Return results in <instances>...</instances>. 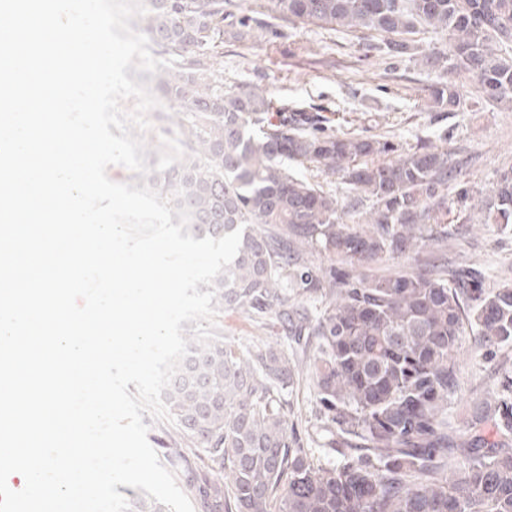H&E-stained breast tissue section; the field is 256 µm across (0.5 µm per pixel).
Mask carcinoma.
Segmentation results:
<instances>
[{
  "label": "carcinoma",
  "mask_w": 512,
  "mask_h": 512,
  "mask_svg": "<svg viewBox=\"0 0 512 512\" xmlns=\"http://www.w3.org/2000/svg\"><path fill=\"white\" fill-rule=\"evenodd\" d=\"M288 23L368 28L387 52L411 51L416 26L439 36L434 53L447 78L428 89L435 112H456L458 72L476 76L480 98L512 109V0H267ZM131 22L158 54L175 60L152 76L156 94L176 112L184 158L164 172L134 174L191 211L196 239L242 229L239 252L215 279L212 306L253 316L271 329L311 336L309 364L324 411L323 431L336 448L359 454L316 467L281 395L293 383L294 355L278 346L246 350L219 335L190 355L164 402L182 435L202 449L207 471L190 486L204 512H512V377L493 412L448 423V398L459 388L455 355L476 328L493 352L512 346V285L483 287L472 271L428 262L385 275L353 269L399 259L434 237H448V182L460 171L448 150L422 144L397 152L389 140L338 135L319 111L273 106L254 83L224 85L214 55L224 27L244 38L252 17H235L227 0H145ZM313 163L349 187L350 206L372 200L367 227L344 223L336 196L288 169ZM488 219L512 226V168L485 202ZM336 256L316 270L308 246ZM318 294L314 321L290 302L288 289ZM462 464L448 471V449ZM132 512H169L145 496Z\"/></svg>",
  "instance_id": "carcinoma-1"
}]
</instances>
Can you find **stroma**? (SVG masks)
<instances>
[{"label": "stroma", "mask_w": 512, "mask_h": 512, "mask_svg": "<svg viewBox=\"0 0 512 512\" xmlns=\"http://www.w3.org/2000/svg\"><path fill=\"white\" fill-rule=\"evenodd\" d=\"M236 10L259 19L253 38L240 40L225 33L218 64L225 81L264 85L275 103L298 102L323 112L327 126L337 134L385 138L409 149L429 141L446 144L452 162L459 164L474 196H488L497 173L512 166V111L485 104L478 83L469 73H457V83L468 92V102L456 112H433L426 105L427 90L445 73L429 57L437 51L434 34H414L411 54L394 57L373 31L307 23H287L264 6V0H232ZM439 257L452 266L476 268L485 287L512 282V231L485 223L472 211L470 223L448 216L445 246L421 249L398 260L380 262L374 273L387 274L403 267H419ZM218 330L247 347L274 341L295 349L293 336H273L257 319L237 311L218 313ZM460 389L448 404V420L462 422L475 402L486 397L502 376L512 373V347L485 358L475 333H467L458 353ZM285 412L311 460L332 466L342 460L328 436H314L320 420L317 394L307 366H299L296 381L285 397ZM148 440L162 463L182 472L194 449L177 426L152 424Z\"/></svg>", "instance_id": "1"}]
</instances>
